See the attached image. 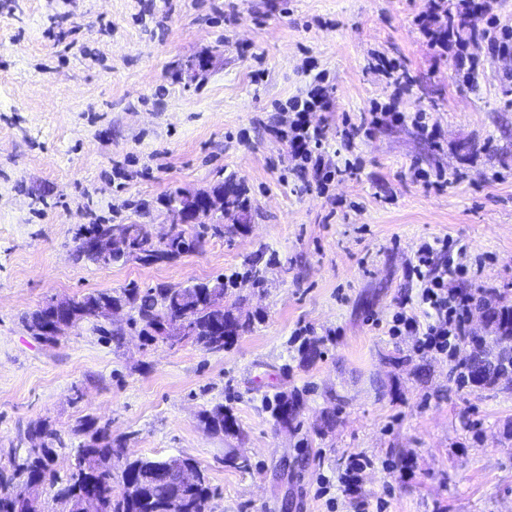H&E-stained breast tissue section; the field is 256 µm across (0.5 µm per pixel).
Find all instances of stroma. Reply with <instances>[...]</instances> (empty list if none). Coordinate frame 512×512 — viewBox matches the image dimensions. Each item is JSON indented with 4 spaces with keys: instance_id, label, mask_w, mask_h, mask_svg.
Listing matches in <instances>:
<instances>
[{
    "instance_id": "obj_1",
    "label": "stroma",
    "mask_w": 512,
    "mask_h": 512,
    "mask_svg": "<svg viewBox=\"0 0 512 512\" xmlns=\"http://www.w3.org/2000/svg\"><path fill=\"white\" fill-rule=\"evenodd\" d=\"M431 0H7L0 5V465L20 430L41 423L66 441L65 477L82 417L110 422L128 459L191 457L208 472L211 512H364L392 487L387 512H512V389L458 382L451 355L388 336L416 310L411 267L422 243L444 239L436 265L463 264L475 297L512 305V53L470 43V82L439 57L415 19ZM401 59L413 86L411 123L366 130L393 88L375 55ZM328 78L332 109L315 112L326 149L356 162L319 193L285 141L280 104L308 69ZM445 172L442 190L410 171ZM234 177L246 228L160 265L75 260L91 224L167 232L165 194ZM468 245L466 256L457 242ZM267 263V284L230 289L251 321L231 345H122L84 324L58 342L31 336L24 314L54 297L136 283L190 285ZM298 400L277 424L278 396ZM224 406L239 430H207ZM249 462H225L229 449ZM360 452V500L315 495Z\"/></svg>"
}]
</instances>
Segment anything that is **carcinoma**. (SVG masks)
I'll list each match as a JSON object with an SVG mask.
<instances>
[{"label":"carcinoma","mask_w":512,"mask_h":512,"mask_svg":"<svg viewBox=\"0 0 512 512\" xmlns=\"http://www.w3.org/2000/svg\"><path fill=\"white\" fill-rule=\"evenodd\" d=\"M213 191L228 196L224 208L217 212L210 227L196 228L191 233L178 231L175 238L180 240L182 248L173 251V258L202 251L209 237L221 238L241 231L240 216L248 208L244 189L230 178L215 184ZM113 228L112 224H92L86 228L77 238L75 258L94 260L83 251V245L90 238L110 233ZM125 228L135 248V254L127 260L154 264V257L163 248L153 239L150 225L127 224ZM242 282L255 288L265 287L260 258L244 261L242 270L226 279L218 277L186 287L141 288L130 284L120 290H95L74 298L71 310L75 319L91 324L109 343L121 342L124 332L104 329L93 321L97 306L108 301L130 309L129 328L139 329L147 341L161 335L157 326L165 324L174 331L185 322L188 333L177 337V342L188 341L206 351L218 352L249 326V322L234 313L235 307L224 306L228 290ZM478 309L493 323L492 335L470 334L462 338L470 347L471 356L463 363L464 372L460 373L459 382L472 384L477 378V386L495 387L502 358L512 352V306L483 298L479 300ZM46 318V309L41 307L25 315L23 322L35 338L55 343L60 335L43 333ZM200 419L206 428L216 432L228 431L235 424L233 416L224 411L222 405L202 411ZM77 431L89 435L90 440L77 448L66 482L53 494L55 500L67 494L73 512H79L84 496L95 499L98 512H210L213 491L206 469L195 459L180 458L181 466L199 472L195 483L185 484L167 475L170 467L167 459L120 460L121 444L112 439L107 425H100L93 418L80 420ZM37 434L41 447L22 455L12 451L10 466L0 467V512H42L40 496L33 495L32 488L45 482L57 456L55 445L61 446L63 442L45 423L38 425ZM118 464L122 467L124 485L120 494L115 493L112 473Z\"/></svg>","instance_id":"obj_1"}]
</instances>
